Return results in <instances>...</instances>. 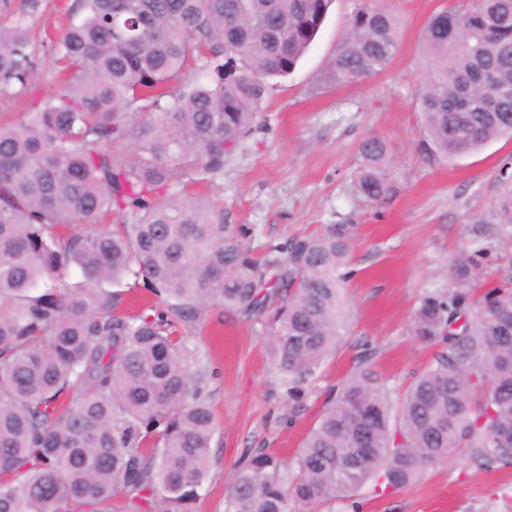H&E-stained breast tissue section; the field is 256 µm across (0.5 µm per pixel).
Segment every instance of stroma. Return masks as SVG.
<instances>
[{
    "mask_svg": "<svg viewBox=\"0 0 512 512\" xmlns=\"http://www.w3.org/2000/svg\"><path fill=\"white\" fill-rule=\"evenodd\" d=\"M72 2L0 0V22L22 18L36 36L56 38ZM354 2L334 0L314 46L264 103L252 134L208 190L223 203L225 222L240 227L245 244L261 254L297 234L346 226L349 331L314 389L291 406L259 325L213 313L193 328L218 428L189 512H224L225 488L252 449L291 464L321 414L324 390L350 370L362 344L375 347L374 367L394 390L426 370L437 348L412 334L411 316L425 294L449 288L458 255L476 256L485 284L512 280V224L499 217V175L512 168V139L448 157L435 151L421 110L426 23L470 0H382L399 19L393 60L379 74L337 85L328 64ZM371 136L384 139L396 160L393 189L379 204L365 200L355 182L358 147ZM359 498L361 512H512V464L483 472L459 455L425 468L392 495L377 498L365 488Z\"/></svg>",
    "mask_w": 512,
    "mask_h": 512,
    "instance_id": "stroma-1",
    "label": "stroma"
}]
</instances>
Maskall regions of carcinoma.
<instances>
[{
    "mask_svg": "<svg viewBox=\"0 0 512 512\" xmlns=\"http://www.w3.org/2000/svg\"><path fill=\"white\" fill-rule=\"evenodd\" d=\"M333 0H75L41 48L61 62L35 92L27 22L0 25V512H186L206 478L216 419L188 329L218 309L262 327L276 375L301 400L345 327L348 234L296 235L261 261L223 204L190 187L224 173L262 104L315 42ZM397 47L385 7L362 4L328 79L382 72ZM420 102L443 154L512 135V0H472L430 17ZM357 190L393 188L388 144L359 146ZM501 222L512 224L503 177ZM125 221L96 227L112 213ZM80 273L71 282L70 270ZM451 288L415 308L412 333L439 346L395 401L365 346L333 386L292 471L263 448L236 471L224 512H308L411 485L464 452L512 463V283L467 303L471 255ZM154 303L124 312L126 289Z\"/></svg>",
    "mask_w": 512,
    "mask_h": 512,
    "instance_id": "obj_1",
    "label": "carcinoma"
}]
</instances>
